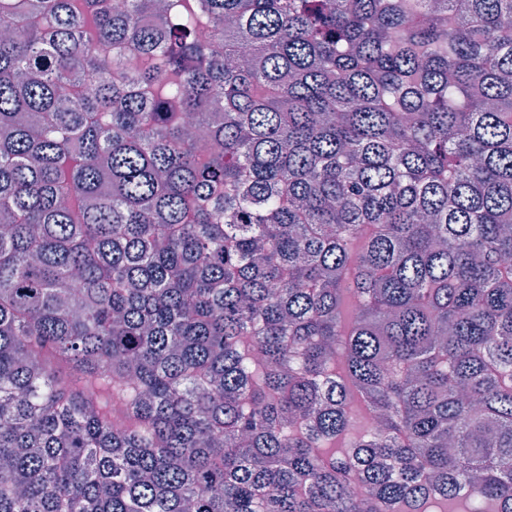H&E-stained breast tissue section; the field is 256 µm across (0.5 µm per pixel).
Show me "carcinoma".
<instances>
[{
    "label": "carcinoma",
    "mask_w": 512,
    "mask_h": 512,
    "mask_svg": "<svg viewBox=\"0 0 512 512\" xmlns=\"http://www.w3.org/2000/svg\"><path fill=\"white\" fill-rule=\"evenodd\" d=\"M511 259L512 0H0V512H512Z\"/></svg>",
    "instance_id": "cac0c4a2"
}]
</instances>
